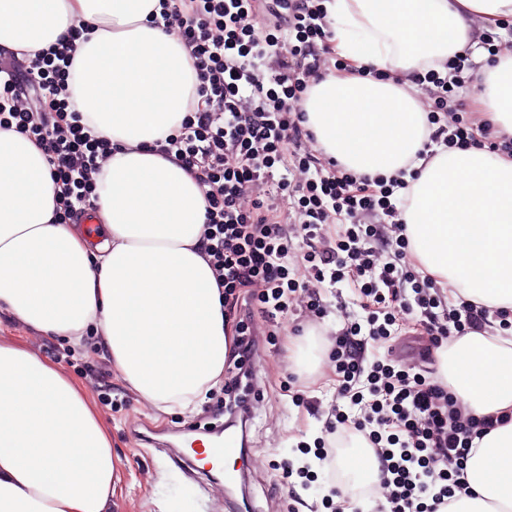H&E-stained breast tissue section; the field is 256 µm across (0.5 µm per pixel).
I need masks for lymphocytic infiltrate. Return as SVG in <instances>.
<instances>
[{"label": "lymphocytic infiltrate", "instance_id": "1", "mask_svg": "<svg viewBox=\"0 0 512 512\" xmlns=\"http://www.w3.org/2000/svg\"><path fill=\"white\" fill-rule=\"evenodd\" d=\"M323 0H163L160 23L177 27L199 77L205 107L187 113L156 149L175 156L205 185L204 251L224 290L238 306L246 288L262 284L259 311L269 322L287 314L306 289L289 276V261L305 265L316 282H348L367 311L335 337L328 358L340 397L337 412L315 451L330 464L338 448L362 437L388 488L379 512H443L468 494L465 464L474 439L504 425L505 417L470 415L447 383L422 373L369 360L368 342L390 341L409 326L422 327L432 347L470 332L512 329V309L490 308L461 297L443 302L434 279L421 275L402 222L405 192L417 170L358 175L337 161L303 152L314 133L303 101L312 85L344 63H329L333 31ZM81 25L71 26L46 52L29 61L25 77L0 68V127L13 128L43 147L62 192L59 222L71 223L92 206L94 181L112 154L110 139L96 135L78 113L68 112L66 87ZM467 55L427 70L435 87L428 135L417 156L435 157V145L479 148L512 157V138L488 121H476L456 90L471 83ZM44 99L40 115L15 107L17 98ZM304 182H293V172ZM251 207H243V199ZM293 218H285L282 201ZM390 225L378 224V216ZM301 231H294L293 223ZM301 245H294V238Z\"/></svg>", "mask_w": 512, "mask_h": 512}]
</instances>
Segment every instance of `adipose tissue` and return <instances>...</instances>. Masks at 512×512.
<instances>
[{"instance_id": "1", "label": "adipose tissue", "mask_w": 512, "mask_h": 512, "mask_svg": "<svg viewBox=\"0 0 512 512\" xmlns=\"http://www.w3.org/2000/svg\"><path fill=\"white\" fill-rule=\"evenodd\" d=\"M351 72L304 102L321 150L361 175L415 166L403 213L421 271L490 307H512V158L476 148L417 159L427 134L418 76L471 50L474 96L512 137V52L484 32L512 0H324ZM159 0H0V54L30 58L85 27L69 107L117 149L96 177L98 238L55 220L59 188L34 140L0 129V314L72 345L88 330L114 370L161 413L191 412L224 379L234 335L203 254L206 207L194 176L154 149L196 107L181 41L153 21ZM388 72L385 81L357 76ZM437 375L477 416L510 415L466 463L454 512H512V338L468 333L437 349ZM112 440L77 378L23 342L0 339V512H112Z\"/></svg>"}]
</instances>
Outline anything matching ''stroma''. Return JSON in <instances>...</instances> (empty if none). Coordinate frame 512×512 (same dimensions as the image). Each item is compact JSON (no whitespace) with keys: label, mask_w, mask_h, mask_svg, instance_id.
I'll list each match as a JSON object with an SVG mask.
<instances>
[{"label":"stroma","mask_w":512,"mask_h":512,"mask_svg":"<svg viewBox=\"0 0 512 512\" xmlns=\"http://www.w3.org/2000/svg\"><path fill=\"white\" fill-rule=\"evenodd\" d=\"M317 298L324 311L321 333H314L300 306L279 318L277 328H270L258 317L249 323L257 344L255 385L248 390L246 416L251 446L245 483L253 512H288L293 486L302 499L299 512H327L322 505L330 487L325 468L315 467V480L306 484L296 476L283 479L282 466L285 460L298 457L300 448L313 447L324 434L336 405L331 363L323 358L318 372L302 374L307 387L301 390L291 381L294 371L287 356L293 341L305 339L323 357L336 333L348 321H365L366 313L345 283L319 284ZM0 336L26 342L41 357L60 362L74 377L84 380L112 432L120 478L112 512H234L213 474L186 477L170 458L182 437H205L210 428L223 423V416L215 412L225 399L223 386L209 391L193 412L161 416L124 385L101 354L72 352L65 340L40 337L2 315ZM367 356L372 360L393 358L416 372L436 369L432 350L407 338L369 344Z\"/></svg>","instance_id":"1"}]
</instances>
